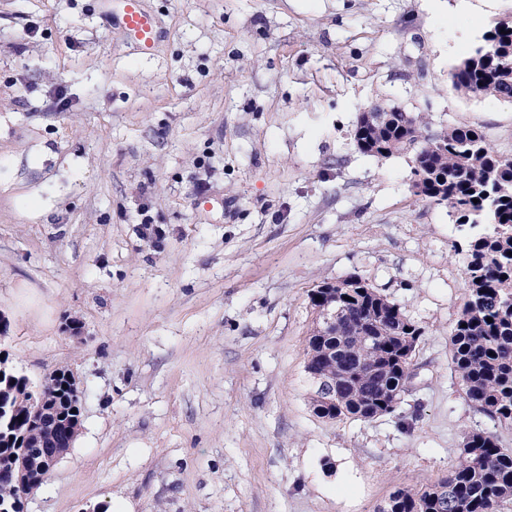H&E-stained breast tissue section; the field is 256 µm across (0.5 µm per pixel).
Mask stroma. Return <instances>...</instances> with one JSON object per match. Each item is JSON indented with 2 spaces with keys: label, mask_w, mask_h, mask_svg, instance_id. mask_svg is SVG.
Instances as JSON below:
<instances>
[{
  "label": "stroma",
  "mask_w": 512,
  "mask_h": 512,
  "mask_svg": "<svg viewBox=\"0 0 512 512\" xmlns=\"http://www.w3.org/2000/svg\"><path fill=\"white\" fill-rule=\"evenodd\" d=\"M143 4L150 55L102 0H0V352L83 390L24 512H378L471 430L512 449L450 365L456 224L352 135L378 104L512 154V104L449 87L512 0ZM352 273L425 330L402 417L313 411L308 293Z\"/></svg>",
  "instance_id": "obj_1"
}]
</instances>
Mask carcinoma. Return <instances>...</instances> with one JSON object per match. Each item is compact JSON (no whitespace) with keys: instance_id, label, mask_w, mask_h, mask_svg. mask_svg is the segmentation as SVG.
<instances>
[{"instance_id":"obj_1","label":"carcinoma","mask_w":512,"mask_h":512,"mask_svg":"<svg viewBox=\"0 0 512 512\" xmlns=\"http://www.w3.org/2000/svg\"><path fill=\"white\" fill-rule=\"evenodd\" d=\"M451 89L512 103V21L486 31L481 43L450 73ZM356 149L387 159L409 155L422 175L420 196L448 207L463 232L466 259L464 303L450 334V361L467 400L494 422L512 426V155L497 151L481 127L452 125L431 131L421 113L370 112L353 131ZM318 319L336 314L319 344L308 342L315 384L330 387L337 419L368 421L397 415L410 363L424 329L359 274L311 290ZM492 321H487V318ZM0 413V467L20 451L31 412L43 400L65 397L82 419V392L63 388V377L35 382L14 371ZM30 492L0 483V512H23ZM512 503V450L481 429L468 432L456 464L428 490L399 488L381 512H501Z\"/></svg>"}]
</instances>
